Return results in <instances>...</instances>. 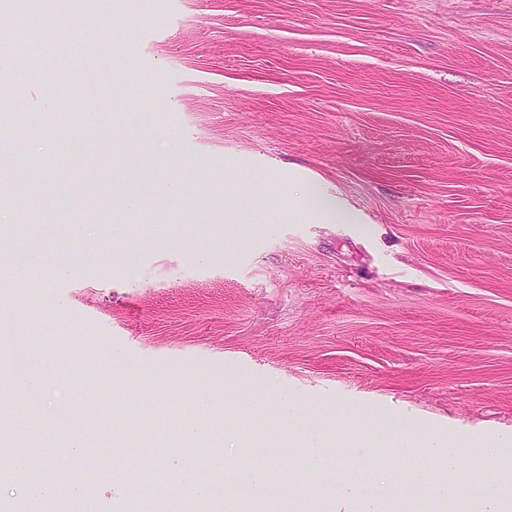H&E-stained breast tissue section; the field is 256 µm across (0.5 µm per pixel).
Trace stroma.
<instances>
[{"mask_svg":"<svg viewBox=\"0 0 512 512\" xmlns=\"http://www.w3.org/2000/svg\"><path fill=\"white\" fill-rule=\"evenodd\" d=\"M70 7L74 31L0 0V86L16 89L0 145L20 159L0 173V226L27 210L0 248L35 258L0 272V450L83 484L80 512H179L191 489L170 456L210 485L199 512H322L346 474L386 512H425L412 478L477 497L468 476L512 455V0ZM310 180L350 223L307 216ZM116 224L136 232L113 240ZM110 249L131 262L103 264ZM39 363L38 393L12 386ZM311 428L329 474L299 465ZM75 430L91 456L67 452ZM435 435L466 450L454 480L428 460ZM256 443L266 496L225 490ZM33 473L0 462V507L46 512Z\"/></svg>","mask_w":512,"mask_h":512,"instance_id":"obj_1","label":"stroma"}]
</instances>
